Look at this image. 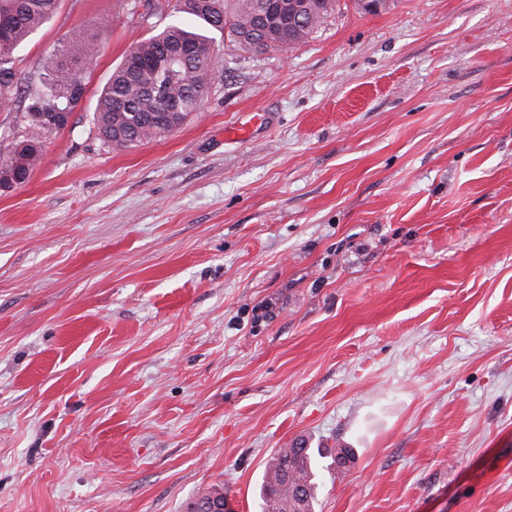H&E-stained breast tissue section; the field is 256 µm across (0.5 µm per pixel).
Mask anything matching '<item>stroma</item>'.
I'll return each instance as SVG.
<instances>
[{"label": "stroma", "mask_w": 512, "mask_h": 512, "mask_svg": "<svg viewBox=\"0 0 512 512\" xmlns=\"http://www.w3.org/2000/svg\"><path fill=\"white\" fill-rule=\"evenodd\" d=\"M177 5L61 0L14 54L2 149L55 50L99 43L0 191V512H259L301 440L315 512H512V0L220 36L200 110L112 148L96 96Z\"/></svg>", "instance_id": "1"}]
</instances>
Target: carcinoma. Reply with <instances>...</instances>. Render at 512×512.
<instances>
[{
    "label": "carcinoma",
    "instance_id": "1",
    "mask_svg": "<svg viewBox=\"0 0 512 512\" xmlns=\"http://www.w3.org/2000/svg\"><path fill=\"white\" fill-rule=\"evenodd\" d=\"M60 0H0V19L8 20L7 38L0 41V103L20 95L13 54L18 45L40 30L57 12ZM269 0H178L180 12L197 20L194 27L172 23L136 42L100 90L94 122L105 143L118 149L161 139L199 110L213 79L214 34L229 36L241 49L242 39ZM337 0H297V16L278 18L264 34L267 49L294 48L304 43L335 11ZM74 48L54 54L46 92L33 95L28 130L0 150V183H24L40 163L43 139L66 128L85 86L82 66L99 47L84 32L74 33ZM174 48L186 54L183 68L173 74L157 71L156 61ZM316 461L302 442L280 449L268 462L261 482V512H314L317 499Z\"/></svg>",
    "mask_w": 512,
    "mask_h": 512
}]
</instances>
